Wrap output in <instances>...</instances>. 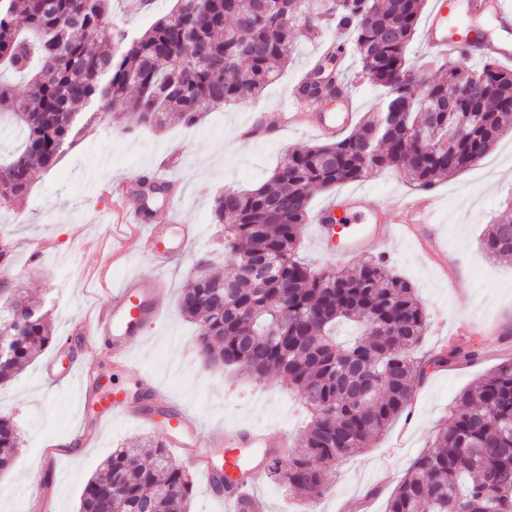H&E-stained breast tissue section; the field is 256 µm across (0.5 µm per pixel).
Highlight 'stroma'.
Returning a JSON list of instances; mask_svg holds the SVG:
<instances>
[{
    "label": "stroma",
    "mask_w": 512,
    "mask_h": 512,
    "mask_svg": "<svg viewBox=\"0 0 512 512\" xmlns=\"http://www.w3.org/2000/svg\"><path fill=\"white\" fill-rule=\"evenodd\" d=\"M349 42L336 30L314 41L300 40L276 83L262 96L206 113L199 124L174 123L159 131L140 126L133 113L111 123L104 114L81 111L84 134L43 171L21 205L0 208V239L17 243L10 287L25 289L35 306L47 311L58 341L39 353L12 381L0 385V413L11 415L22 431L23 446L11 469L0 477V512H76L85 482L113 449L144 437L167 441V434L147 420L118 419L106 426L76 458L59 459L44 469L43 450L81 431L85 419L69 382L44 375L49 361L58 367L101 358L98 345L80 341L77 325L105 299L96 280L100 255L112 232L109 202L102 184L120 177L150 174L160 155L180 144L183 156L172 172L175 190L149 203L171 227L195 225L197 234L164 272L160 304L163 317L146 327L131 368L118 376L132 385L137 371L150 372L170 399L196 417L203 430L239 424L279 431L288 445L287 459L308 421L295 390L279 376L258 384L242 370L204 362L197 354L196 327L179 311V297L198 256L221 250L224 227L214 199L224 189L262 184L289 148L320 142L306 126L251 141L238 130L254 113L282 108L295 80L315 65L331 40ZM512 193V131L505 133L483 161L435 185L437 201L432 232L438 245L428 252L414 235L399 231L387 246L392 270L408 279L427 309L428 332L419 355L433 356L444 346L478 344L476 361L433 370L417 389L413 412L397 417L363 452L340 462L321 498L310 503L271 481L258 489L266 512H385L389 494L426 449L435 429L450 421L458 394L499 364L512 361V259L487 258L480 239L487 224Z\"/></svg>",
    "instance_id": "1"
}]
</instances>
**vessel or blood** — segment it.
Instances as JSON below:
<instances>
[{
    "label": "vessel or blood",
    "mask_w": 512,
    "mask_h": 512,
    "mask_svg": "<svg viewBox=\"0 0 512 512\" xmlns=\"http://www.w3.org/2000/svg\"><path fill=\"white\" fill-rule=\"evenodd\" d=\"M490 20L501 28H510L512 11L505 8L502 0H434L426 21V45L430 51L441 55L462 52L473 59L495 58L512 62V41L490 37L485 28ZM336 100L338 111L316 113L312 123L313 128L327 138L336 137L345 130L355 112L351 92L337 89ZM133 190L134 186L128 180L110 183L103 188L104 194L112 200V253L99 266L100 282L110 281L113 267L123 261L128 232H136L142 238L146 255L159 270L184 250L195 233L193 227L185 226L178 236H171L167 225L149 223L143 209H127L126 202ZM434 213L435 200L431 197L386 208L373 203L369 191H347L317 211V244L325 254L336 251L365 253L388 241L394 225L429 230ZM161 293L160 279L151 280L142 274L129 276L110 294L107 304L87 320L85 336L108 347L116 369H127L133 349L143 340L145 325L159 319ZM144 396L155 409L166 414L165 429L170 435V446L177 448L203 477L209 497L218 503L231 504L234 512H256L258 502L253 488L263 477L266 456L272 450L284 447L283 437L238 426L218 428L210 431L207 438H198L197 420L173 403L146 373L139 375L130 388L109 387L103 379L83 375L81 399L95 423L70 446L69 456H79L85 445L94 441L112 420L121 417L139 419L137 402ZM242 472L248 475L249 491H216L218 476L225 474L234 478Z\"/></svg>",
    "instance_id": "b4317fda"
}]
</instances>
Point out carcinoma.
Here are the masks:
<instances>
[{
  "label": "carcinoma",
  "instance_id": "carcinoma-1",
  "mask_svg": "<svg viewBox=\"0 0 512 512\" xmlns=\"http://www.w3.org/2000/svg\"><path fill=\"white\" fill-rule=\"evenodd\" d=\"M112 0H0V67L27 79V96L0 84V115L24 132L0 156V206L26 195L39 173L75 137V109L90 99L134 112L141 126L194 124L213 109L260 96L292 59L299 37L324 27L346 30L363 77L384 91L378 112L336 141L289 149L271 176L249 190L215 199L224 225L225 277L192 273L180 297L198 328L206 361L236 367L261 382L277 373L296 390L309 420L287 465L277 458L266 477L308 499L323 494L336 464L365 450L411 405L426 364L413 357L428 314L413 284L379 259L354 271L315 270L297 256L312 192L360 182L384 170L414 189L480 163L512 127V69L493 59L446 60L439 80L416 77L406 50L424 0H175L144 32L123 34L124 51L95 44L112 31ZM477 80L485 98L448 96ZM483 248L512 256V199L487 225ZM359 328L336 342V325ZM0 383L14 378L54 344L47 317L21 298L0 299ZM473 344L450 345L429 364L477 358ZM22 436L0 415V476ZM115 487L121 512H189L190 470L166 446L148 440L117 448L90 477L79 512H98L102 490ZM385 512H512V362L464 390L451 422L387 499Z\"/></svg>",
  "mask_w": 512,
  "mask_h": 512
}]
</instances>
